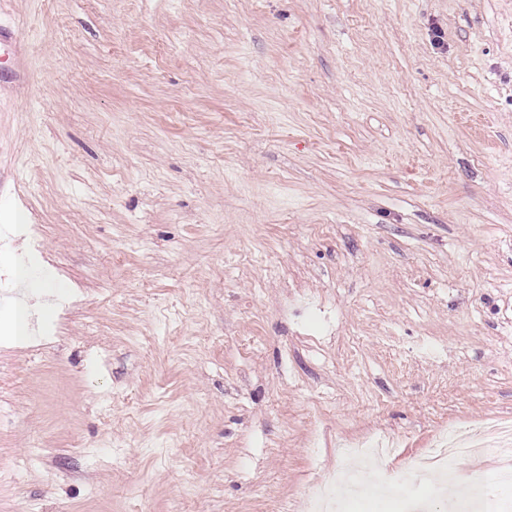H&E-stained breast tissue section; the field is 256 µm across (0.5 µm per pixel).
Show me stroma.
Here are the masks:
<instances>
[{"instance_id":"1","label":"stroma","mask_w":512,"mask_h":512,"mask_svg":"<svg viewBox=\"0 0 512 512\" xmlns=\"http://www.w3.org/2000/svg\"><path fill=\"white\" fill-rule=\"evenodd\" d=\"M1 26L0 512H303L369 439L448 512L408 458L512 417V0Z\"/></svg>"}]
</instances>
